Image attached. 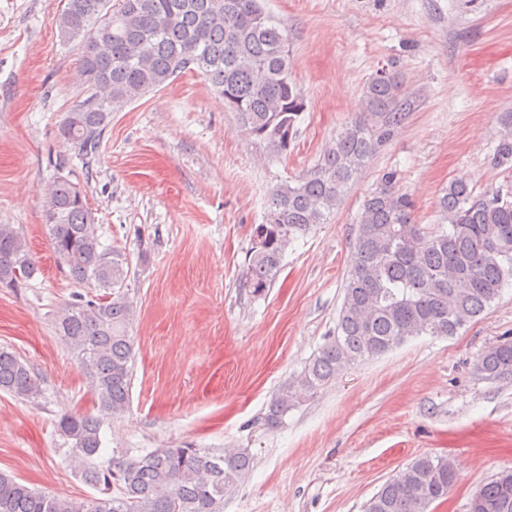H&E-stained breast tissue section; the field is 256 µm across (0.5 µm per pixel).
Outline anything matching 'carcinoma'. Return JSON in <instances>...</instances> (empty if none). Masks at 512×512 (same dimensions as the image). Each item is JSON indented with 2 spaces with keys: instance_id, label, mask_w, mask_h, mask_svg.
Returning <instances> with one entry per match:
<instances>
[{
  "instance_id": "cac0c4a2",
  "label": "carcinoma",
  "mask_w": 512,
  "mask_h": 512,
  "mask_svg": "<svg viewBox=\"0 0 512 512\" xmlns=\"http://www.w3.org/2000/svg\"><path fill=\"white\" fill-rule=\"evenodd\" d=\"M58 25L80 40L76 80L89 96L69 112L59 135L81 160L98 152L112 110L196 73L224 97L245 133L273 156L288 152L306 97L292 75L288 33L259 0H67ZM366 111L336 135L317 167L271 189L263 223L252 228L243 287L261 295L278 277L288 245L324 224L381 143L403 123L402 85L379 72L365 87ZM49 246L73 283L104 291L67 305L58 336L78 359L94 391L97 416L64 414L58 432L72 441L70 461L99 491L72 501L28 487L0 471V512H224V490L244 481V450L156 448L133 459L98 461L104 420L122 413L131 392L133 305L124 287L129 260L103 245L85 191L60 175L42 194ZM410 195L388 172L363 202L336 335L304 367L298 388L285 386L266 415L277 426L301 395L313 394L346 367L388 353L415 336L456 335L512 281V195H474L461 181L439 198L441 224L414 220ZM34 272L21 231L0 224V285L13 288ZM477 370L487 379L512 376V339L486 350ZM0 391L31 401L41 380L13 351L0 348ZM447 457L420 456L389 478L363 512H428L454 486ZM467 512H512V469L470 499Z\"/></svg>"
}]
</instances>
